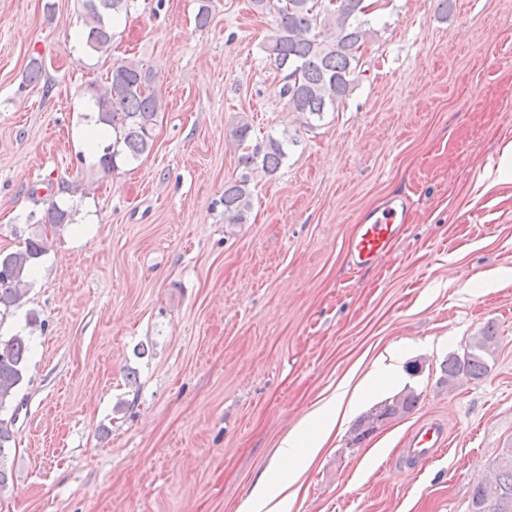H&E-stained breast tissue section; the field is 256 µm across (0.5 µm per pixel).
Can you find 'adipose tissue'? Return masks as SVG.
Returning <instances> with one entry per match:
<instances>
[{"label": "adipose tissue", "mask_w": 512, "mask_h": 512, "mask_svg": "<svg viewBox=\"0 0 512 512\" xmlns=\"http://www.w3.org/2000/svg\"><path fill=\"white\" fill-rule=\"evenodd\" d=\"M348 384L333 394L282 440L272 460L275 482L258 481L238 512H292L306 467L325 448L340 417L351 411L355 400Z\"/></svg>", "instance_id": "adipose-tissue-1"}]
</instances>
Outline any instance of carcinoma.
I'll use <instances>...</instances> for the list:
<instances>
[{
  "instance_id": "cac0c4a2",
  "label": "carcinoma",
  "mask_w": 512,
  "mask_h": 512,
  "mask_svg": "<svg viewBox=\"0 0 512 512\" xmlns=\"http://www.w3.org/2000/svg\"><path fill=\"white\" fill-rule=\"evenodd\" d=\"M81 51L107 53L115 33L113 21L126 15L137 0H80ZM261 13H275V28L267 36L263 50L270 63L287 71L281 87L288 111L297 114L301 124L314 127L325 112L336 110L356 89L362 68L361 48L376 31L366 16V0H252ZM90 99L98 122L112 129V144L99 160L105 173L117 167V159H139L153 147V129L164 104L156 79L134 61L112 65L102 82L90 85ZM253 131L249 117L240 115L231 136L244 147L238 163L244 169L261 168L272 176L286 156L284 145L294 142L288 132L248 144ZM250 179L244 173L224 185V219L229 224L247 223L254 196ZM38 223L52 228L71 223V212L53 202ZM48 251V236L34 234L19 249L0 252V320L25 297L27 278L38 260ZM498 336L489 326L473 337L463 355H452L442 365L441 382L452 384L461 377L480 378L488 371V359L495 355ZM29 343L15 334L0 339V412L11 407L25 379ZM419 396L402 391L363 416L354 429L352 444L361 443L376 431L377 420L388 421L410 413ZM13 441L5 420L0 419V492L11 480L8 451ZM469 512H512V448L501 454L492 477L474 485Z\"/></svg>"
}]
</instances>
